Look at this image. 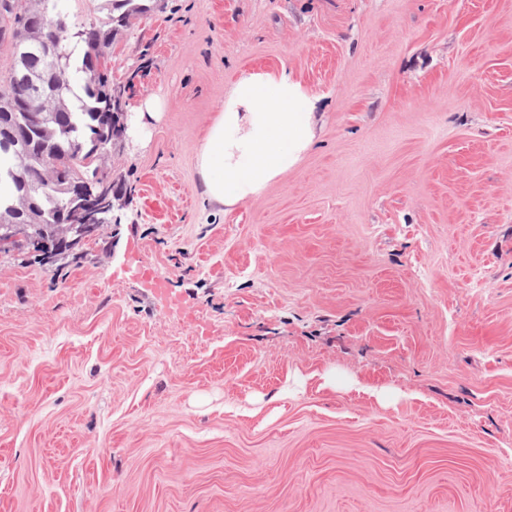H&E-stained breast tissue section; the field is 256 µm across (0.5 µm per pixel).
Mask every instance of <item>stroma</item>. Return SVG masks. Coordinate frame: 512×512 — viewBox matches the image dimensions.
Listing matches in <instances>:
<instances>
[{"mask_svg": "<svg viewBox=\"0 0 512 512\" xmlns=\"http://www.w3.org/2000/svg\"><path fill=\"white\" fill-rule=\"evenodd\" d=\"M108 67L121 224L0 254V512H512V0H163ZM284 72L314 142L220 210ZM315 109L286 72L238 80L197 153L203 194L224 208L259 194L313 143Z\"/></svg>", "mask_w": 512, "mask_h": 512, "instance_id": "35a3bbf8", "label": "stroma"}]
</instances>
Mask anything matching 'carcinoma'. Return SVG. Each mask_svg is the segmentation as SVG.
Listing matches in <instances>:
<instances>
[{
	"label": "carcinoma",
	"instance_id": "1",
	"mask_svg": "<svg viewBox=\"0 0 512 512\" xmlns=\"http://www.w3.org/2000/svg\"><path fill=\"white\" fill-rule=\"evenodd\" d=\"M63 0H0V51L11 59L4 82L23 78L28 73L53 70L59 77L55 102L61 111L37 127L27 126L16 89L0 92V137L9 132L19 138L25 151L0 148V221L28 229L26 249L44 253L43 241L58 233L69 188L83 181L98 167L76 157V147L90 150L100 114L123 109L122 101H112V79L107 61L100 60V49L110 47L132 20L151 15L158 0H102L103 16L87 26H70L61 36L54 58H46L38 44L26 38L25 24L38 15L56 17L64 13ZM77 69L86 75L80 92L73 90L69 74ZM30 170L29 185L33 203L23 210L17 184L9 173Z\"/></svg>",
	"mask_w": 512,
	"mask_h": 512
}]
</instances>
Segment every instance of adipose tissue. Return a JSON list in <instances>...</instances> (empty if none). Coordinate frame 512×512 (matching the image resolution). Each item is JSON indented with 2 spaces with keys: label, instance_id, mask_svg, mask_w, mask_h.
Returning <instances> with one entry per match:
<instances>
[{
  "label": "adipose tissue",
  "instance_id": "1",
  "mask_svg": "<svg viewBox=\"0 0 512 512\" xmlns=\"http://www.w3.org/2000/svg\"><path fill=\"white\" fill-rule=\"evenodd\" d=\"M315 109L288 73L238 80L197 153L203 194L226 208L259 194L313 143Z\"/></svg>",
  "mask_w": 512,
  "mask_h": 512
}]
</instances>
